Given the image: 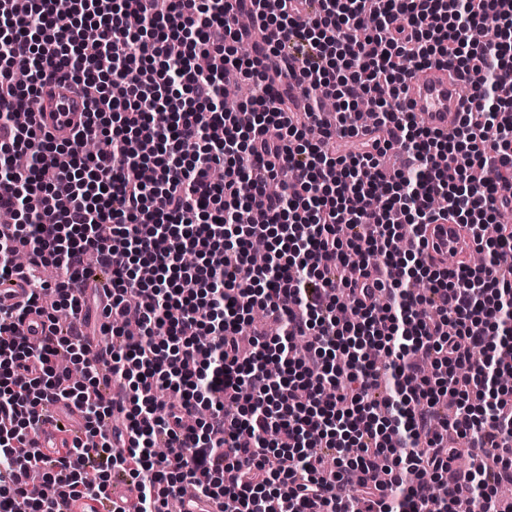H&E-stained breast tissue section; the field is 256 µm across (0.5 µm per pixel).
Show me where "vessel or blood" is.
I'll return each instance as SVG.
<instances>
[{
    "instance_id": "b4317fda",
    "label": "vessel or blood",
    "mask_w": 512,
    "mask_h": 512,
    "mask_svg": "<svg viewBox=\"0 0 512 512\" xmlns=\"http://www.w3.org/2000/svg\"><path fill=\"white\" fill-rule=\"evenodd\" d=\"M39 100L40 110L33 115L35 130L52 133L61 139L69 137L84 112L81 100L74 98L63 84L56 81L42 86ZM408 100L412 111L425 117L427 126L445 134L456 128L466 102L447 69L431 71L426 77L412 81ZM425 239L428 254L437 258L460 256L471 245L470 233L441 220L428 225ZM46 410L50 420L38 431L36 453L42 460L50 461L57 456L61 430H68L73 436L81 434L84 421L79 411L64 399L49 403ZM136 501L135 486L126 484L113 488L105 500L90 497L73 499L69 512H134ZM223 508V500L197 497L189 489L181 497L180 512H222Z\"/></svg>"
}]
</instances>
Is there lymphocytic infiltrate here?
<instances>
[{
    "label": "lymphocytic infiltrate",
    "instance_id": "f902f5d3",
    "mask_svg": "<svg viewBox=\"0 0 512 512\" xmlns=\"http://www.w3.org/2000/svg\"><path fill=\"white\" fill-rule=\"evenodd\" d=\"M0 0V280L25 252L33 287L0 300V512H67L107 496L113 474L136 512H165L192 485L224 512H512V0ZM251 15L262 38L237 53ZM126 53L98 66L113 43ZM415 68L452 65L469 84L453 134L418 126ZM32 62L19 88L12 61ZM254 96L224 109L231 76ZM87 108L72 138L13 114L44 81ZM385 137H361L358 96ZM321 139L305 142L310 127ZM300 144H293V137ZM361 137L357 153L332 138ZM97 149L84 155L87 140ZM25 151L31 165L10 168ZM395 150L397 169L381 156ZM282 194L266 184L281 172ZM471 230L484 263L424 253L427 224ZM267 245L265 265L249 260ZM112 277V345L83 365L88 257ZM430 285L429 296L410 290ZM263 308L277 335L240 330ZM45 317L39 344L20 333ZM432 374H424V367ZM117 378L119 399L101 389ZM386 388L384 401L374 390ZM74 403L83 437L34 451L39 412ZM454 434L468 470L452 473Z\"/></svg>",
    "mask_w": 512,
    "mask_h": 512
}]
</instances>
